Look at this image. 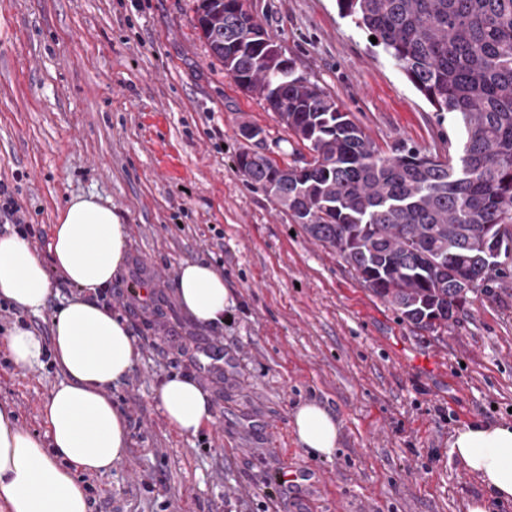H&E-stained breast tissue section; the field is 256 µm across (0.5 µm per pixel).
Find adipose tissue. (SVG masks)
<instances>
[{
    "instance_id": "obj_1",
    "label": "adipose tissue",
    "mask_w": 512,
    "mask_h": 512,
    "mask_svg": "<svg viewBox=\"0 0 512 512\" xmlns=\"http://www.w3.org/2000/svg\"><path fill=\"white\" fill-rule=\"evenodd\" d=\"M49 253L43 260L23 235L0 236V297L38 314L55 277L79 290L54 314L51 343L20 325L5 339L16 366L41 365L51 352L66 379L43 405L44 435L21 428L12 411L0 409V512H90L81 474L110 471L128 448L125 420L107 391L131 373L134 340L119 315L97 299L125 262V226L110 205L71 197L58 214ZM176 292L200 323H223L229 290L209 263L181 265ZM157 401L167 424L183 436L197 435L212 419L207 395L177 375L161 384ZM293 428L312 456L331 457L338 445V424L319 403L301 405ZM450 448L491 501L512 500V424L470 422L457 429Z\"/></svg>"
}]
</instances>
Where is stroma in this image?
I'll use <instances>...</instances> for the list:
<instances>
[{
    "label": "stroma",
    "mask_w": 512,
    "mask_h": 512,
    "mask_svg": "<svg viewBox=\"0 0 512 512\" xmlns=\"http://www.w3.org/2000/svg\"><path fill=\"white\" fill-rule=\"evenodd\" d=\"M297 73L318 83L376 145L445 152L460 133L336 0H246ZM196 0H0V180L48 257L59 209L109 200L128 254L103 298L136 344L108 395L129 430L126 457L86 482L91 512H467L481 482L449 456L462 424L512 423V275L470 295L432 332L404 321L332 250L237 172L243 148L294 166L295 138L210 55ZM262 128L246 140L242 125ZM223 229L216 238L215 229ZM222 270L231 303L204 326L181 306V265ZM148 282L156 304L128 296ZM76 288L56 280L38 315L0 310V407L46 430L59 368L13 364L4 338L22 323L52 337ZM224 352L204 371V347ZM209 396L200 435L171 429L155 394L170 376ZM317 401L335 417L331 458L301 448L292 415ZM307 471L312 495L278 494L277 472Z\"/></svg>",
    "instance_id": "obj_1"
}]
</instances>
